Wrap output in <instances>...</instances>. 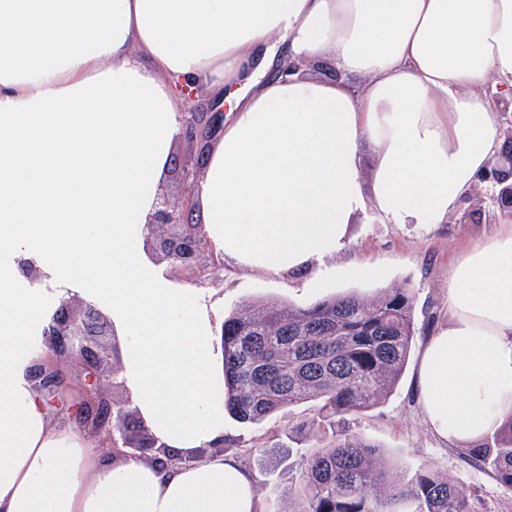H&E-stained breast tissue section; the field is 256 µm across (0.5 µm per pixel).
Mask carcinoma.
<instances>
[{"label": "carcinoma", "instance_id": "1", "mask_svg": "<svg viewBox=\"0 0 512 512\" xmlns=\"http://www.w3.org/2000/svg\"><path fill=\"white\" fill-rule=\"evenodd\" d=\"M496 166L504 186L512 185L511 140ZM416 331L415 294L407 287L370 300L338 294L308 307L246 302L224 320V409L241 423H258L311 402L312 423L344 421L394 388ZM139 448L153 465L175 462L151 439ZM458 453L512 489V415ZM295 483L296 512H477L432 466H377L374 444L347 432L301 456Z\"/></svg>", "mask_w": 512, "mask_h": 512}]
</instances>
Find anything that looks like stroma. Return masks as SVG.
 Wrapping results in <instances>:
<instances>
[{"instance_id":"obj_1","label":"stroma","mask_w":512,"mask_h":512,"mask_svg":"<svg viewBox=\"0 0 512 512\" xmlns=\"http://www.w3.org/2000/svg\"><path fill=\"white\" fill-rule=\"evenodd\" d=\"M194 106L205 115L196 139H175L172 163L163 181V193L173 202L183 199L182 168L204 166L207 147L226 114L206 89H199ZM499 187L482 178L469 198L439 224H384L378 219L350 224L344 252L326 260L324 271L309 268L279 273L251 270L231 262L212 265L205 279L188 268L162 259L151 237L140 243L174 284L200 289L216 324L237 306L257 299L305 307L336 294L353 293L364 299L399 286L413 288L417 312H428L430 326L415 336L409 362L395 388L377 406L336 425L301 429L311 418V405L286 407L259 424L224 419L225 442L220 452L235 457L252 475L262 512H294L291 463L297 452L327 444L335 435L350 432L376 444L381 463L406 466L432 465L448 475L458 489L474 501L479 512H512V490L494 475L468 464L457 450L437 438L428 425L415 387L417 364L426 340L448 321V274L463 249L493 238L512 216L497 204ZM103 350L100 388L112 404V418L123 425L130 441L146 429L122 377V342L114 332L101 336Z\"/></svg>"}]
</instances>
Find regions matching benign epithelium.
Wrapping results in <instances>:
<instances>
[{"label": "benign epithelium", "instance_id": "7a95c632", "mask_svg": "<svg viewBox=\"0 0 512 512\" xmlns=\"http://www.w3.org/2000/svg\"><path fill=\"white\" fill-rule=\"evenodd\" d=\"M187 212L188 209L172 205L162 198L145 232L151 235L158 226L166 228V233L160 236L157 244L163 259L199 271L205 262V250L195 235L183 230V225L188 223ZM110 328L107 317L89 305L80 320L70 319L63 315L62 309H57L44 331L56 355L78 360L89 371V400L76 409V414L89 416L95 413L100 416L98 437L106 448L115 446V440L109 426L112 407L100 397L97 387L98 365L101 363L98 337ZM33 380L36 388L46 397H58L64 384L62 371L50 363L37 364L33 369Z\"/></svg>", "mask_w": 512, "mask_h": 512}]
</instances>
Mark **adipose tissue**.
<instances>
[{
	"label": "adipose tissue",
	"instance_id": "obj_1",
	"mask_svg": "<svg viewBox=\"0 0 512 512\" xmlns=\"http://www.w3.org/2000/svg\"><path fill=\"white\" fill-rule=\"evenodd\" d=\"M321 61L338 77L306 76ZM495 78L512 101V0H0V512H260L234 458L113 457L52 421L31 378L47 296L79 297L122 337L156 445L223 442L210 309L139 246L179 87L228 105L192 196L213 248L280 272L336 256L360 217L441 223L498 147ZM417 388L455 448L512 415V224L457 258Z\"/></svg>",
	"mask_w": 512,
	"mask_h": 512
}]
</instances>
